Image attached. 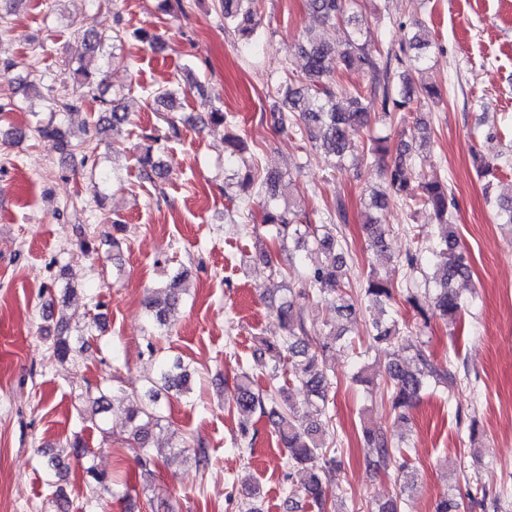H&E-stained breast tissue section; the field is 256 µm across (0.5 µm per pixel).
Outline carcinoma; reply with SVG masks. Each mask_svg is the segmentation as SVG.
Segmentation results:
<instances>
[{
	"label": "carcinoma",
	"instance_id": "obj_1",
	"mask_svg": "<svg viewBox=\"0 0 512 512\" xmlns=\"http://www.w3.org/2000/svg\"><path fill=\"white\" fill-rule=\"evenodd\" d=\"M258 0H221L224 12V27L232 28L244 43L252 44L256 30ZM308 13L321 26H334L340 22L351 25L342 47L336 48L323 41L314 30L306 31L296 45V53L303 61L304 77L290 78L277 84L274 89L278 99L277 110L272 112L274 125L281 131L301 123L312 146L321 151L332 166L344 165L352 160L356 165L379 164L390 152L388 137L371 135L368 141L361 140L363 133L371 130L377 116L390 117L396 112H409L411 106L426 99L439 96L433 82H417L413 73H422L437 65L435 43L429 31L420 23L409 27L405 44L394 50L375 47L370 27L364 26L356 15L357 0H303ZM79 44L76 57V72L82 76L79 94H60L54 85L47 86V107L52 112H70L80 108L86 97H96V79L88 71L85 62L102 55L104 39L97 33H85L77 38ZM363 71L371 76V85L366 90L347 89L343 78L352 71ZM153 100L172 112L178 101L174 90H154ZM106 105L98 119V132L106 133L129 122L130 115L116 100H100ZM202 126L227 124L233 126L232 116L219 108H212L197 117ZM37 136L60 153L61 162L73 157L70 130L61 121L53 119L39 121L34 127ZM430 138L427 124L415 123L410 134L400 139L392 163L384 168V187L373 190L365 206L377 217L363 225L368 246L377 253L386 251V236L389 225L381 223V216L390 201H400L410 208H425L433 212L437 223L425 231L413 226L407 228L411 239H425V246L408 250L406 266L413 270L425 260L432 266L429 277L433 284L430 297L431 313H426L417 302L413 291H408L407 302L416 315L428 327L430 317H435L454 326L460 322L467 302L461 297L455 283L470 277L471 269L461 250L456 225L453 224L454 196L448 183L428 180L417 186L406 177V171L420 160V152ZM227 160L247 165L244 139L232 134L225 137ZM512 165V150H507L493 161H481L478 172L491 175L499 166ZM231 179L248 195L262 201L261 223L272 227L275 238L284 248L295 252L307 251L318 256V262L310 267L300 282V287L288 285V270L278 269L275 275L277 290L282 292L277 307V318L284 335L276 340L263 341V347L254 350V368L266 374L269 387L253 389L252 377L244 372L230 403L240 415L253 414L267 417L275 428L278 441L288 449V465L308 468L309 477L298 496L288 490L289 512H303L307 508L316 512H334L323 494V484L335 477L338 449L325 442L331 423L328 407V391L334 377L326 367L329 343L321 341L331 336L337 341L344 336L345 324L356 318L363 310L369 312L366 326L369 344L355 352L358 357H367L374 351L387 352L398 344H407L413 351L410 364L397 360L389 361L386 368L385 388L391 411L399 418L420 399L430 387H442L452 391L461 381L457 372L438 363L422 345L409 341L421 330L411 331L409 325L400 320L393 309L395 287L393 282L376 269L368 272L365 286L355 290L345 282L347 243L339 234L338 224L348 222V210L344 198L338 196L333 210L328 212L326 223L313 224L308 214L287 203L280 202L278 187L280 177L266 178L232 172ZM495 216L501 224L512 225V188L491 201ZM184 272L174 275L165 285L151 292L145 300V308L153 324L164 327L181 302V281ZM334 286L336 296L326 297V286ZM322 302L335 313V322H325L317 328L306 324L304 312L308 305ZM67 321L57 323V337L53 343V354L66 360L75 351L74 341L66 335ZM275 353V365L268 366L265 355ZM286 363L292 379L301 385L305 404L311 409V418L304 421L298 409L290 403L285 388L275 385L279 378L280 364ZM191 374L180 357L160 359L156 376L147 380L142 393L134 395L136 405L127 410L125 426L129 431L128 445L142 467L156 464L160 459L167 462L184 455V451L173 448H152L150 438L154 429L161 427L163 416L158 405L161 393L190 392ZM87 402L91 413L100 416L108 413L112 406V390L108 386L97 387L88 392ZM366 447V466L375 473H401L408 468L403 453L392 448L381 431L363 428ZM86 472L95 488L103 493L111 492L112 479L105 473L89 466ZM505 490L491 492L478 481L469 482L466 499L457 500L446 494L437 498L433 512H476L492 506L496 512L503 508Z\"/></svg>",
	"mask_w": 512,
	"mask_h": 512
}]
</instances>
